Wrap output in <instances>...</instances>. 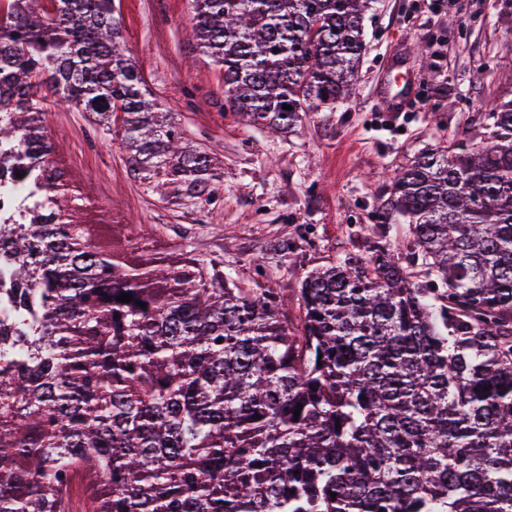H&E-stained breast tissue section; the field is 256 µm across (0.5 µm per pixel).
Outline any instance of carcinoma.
<instances>
[{"label":"carcinoma","instance_id":"cac0c4a2","mask_svg":"<svg viewBox=\"0 0 512 512\" xmlns=\"http://www.w3.org/2000/svg\"><path fill=\"white\" fill-rule=\"evenodd\" d=\"M373 3L193 0L191 32L230 107L286 133L350 100ZM50 97L149 177L213 178L113 0H8L0 190L27 205L0 221V512H71L79 475L90 512H512V99L394 173L411 258L383 234L308 271L294 323L218 263L64 220Z\"/></svg>","mask_w":512,"mask_h":512}]
</instances>
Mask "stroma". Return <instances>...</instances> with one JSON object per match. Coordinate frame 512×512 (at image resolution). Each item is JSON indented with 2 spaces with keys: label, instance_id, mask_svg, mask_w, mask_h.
<instances>
[{
  "label": "stroma",
  "instance_id": "35a3bbf8",
  "mask_svg": "<svg viewBox=\"0 0 512 512\" xmlns=\"http://www.w3.org/2000/svg\"><path fill=\"white\" fill-rule=\"evenodd\" d=\"M123 46L149 91L205 151L216 173L204 194L144 177L119 141L69 104L48 103L49 132L68 205L117 239L220 263L243 288H274L290 320L303 273L367 256L381 229L406 248L408 225H385L393 172L420 153L481 132L493 103L512 98V0H376L364 18L355 94L272 136L224 104V81L189 35L192 0H114ZM409 48L412 112L384 111L379 83ZM290 252L279 256L278 247Z\"/></svg>",
  "mask_w": 512,
  "mask_h": 512
}]
</instances>
